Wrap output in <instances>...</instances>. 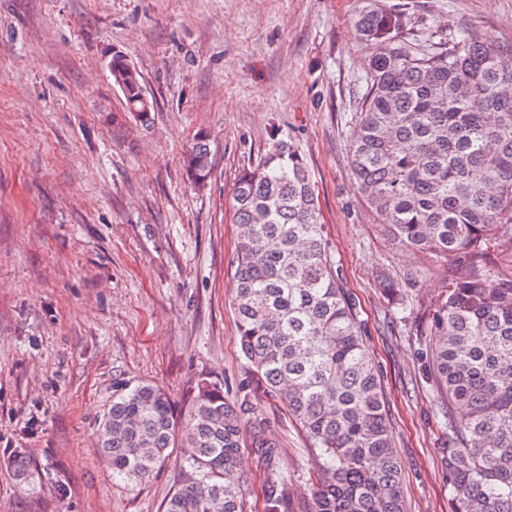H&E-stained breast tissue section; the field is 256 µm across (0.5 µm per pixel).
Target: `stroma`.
Segmentation results:
<instances>
[{"label":"stroma","instance_id":"1","mask_svg":"<svg viewBox=\"0 0 512 512\" xmlns=\"http://www.w3.org/2000/svg\"><path fill=\"white\" fill-rule=\"evenodd\" d=\"M415 39L471 25L512 44V0H397ZM357 0H0V512H162L183 449L146 485L113 478L97 425L117 376L176 402L248 375L234 313L233 192L271 128L306 157L343 283L365 323L402 461L407 512H448L438 406L417 325L456 268L378 224L351 175L366 48ZM123 54L154 102L124 118ZM206 134L212 174L184 157ZM387 274L414 305L396 320ZM294 498L309 441L282 398L256 397ZM23 449L38 474L19 485ZM67 488L59 498L58 485Z\"/></svg>","mask_w":512,"mask_h":512}]
</instances>
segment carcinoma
<instances>
[{
  "label": "carcinoma",
  "instance_id": "1",
  "mask_svg": "<svg viewBox=\"0 0 512 512\" xmlns=\"http://www.w3.org/2000/svg\"><path fill=\"white\" fill-rule=\"evenodd\" d=\"M361 2L352 24L371 53L353 178L400 242L457 267L420 331L448 439V512H512V275L485 261L491 248L512 249V51L468 25L422 45L403 10ZM112 78L127 116L149 124L154 102L139 71L114 54ZM270 139L234 192V312L248 380L231 395L203 378L179 407L154 384L117 378L100 450L113 477L138 487L172 448H188L163 512H248L236 460L249 448L266 473L265 512H291L288 477L251 400L283 396L314 455L301 512H406L380 370L330 253L309 167L277 130ZM185 167L197 184L210 178L206 135ZM379 285L391 306L407 308V293L384 277ZM12 464L20 484L34 481L18 449Z\"/></svg>",
  "mask_w": 512,
  "mask_h": 512
}]
</instances>
